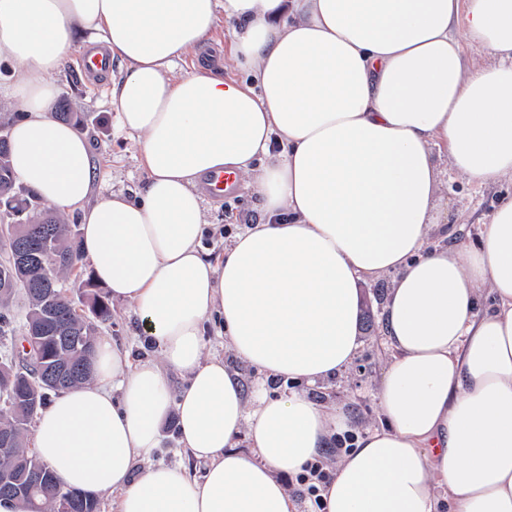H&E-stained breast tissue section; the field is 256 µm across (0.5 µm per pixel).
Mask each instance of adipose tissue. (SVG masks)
<instances>
[{"label":"adipose tissue","instance_id":"obj_1","mask_svg":"<svg viewBox=\"0 0 512 512\" xmlns=\"http://www.w3.org/2000/svg\"><path fill=\"white\" fill-rule=\"evenodd\" d=\"M222 19L243 79L173 77ZM92 47L123 65L111 103L147 173L132 195H98L87 135L52 116L51 74ZM0 51L18 180L79 215L94 278L160 353L97 340L89 379L38 413L35 453L66 488L113 512H297L284 476L353 432L324 512H512V198L474 243L433 239L441 160L512 182V0H0ZM219 171L250 175L266 219L214 258L200 186ZM389 273L383 425L360 435L307 389L350 367L360 284ZM214 322L288 389L244 393L205 352ZM170 421L201 478L135 472Z\"/></svg>","mask_w":512,"mask_h":512}]
</instances>
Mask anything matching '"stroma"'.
<instances>
[{
    "mask_svg": "<svg viewBox=\"0 0 512 512\" xmlns=\"http://www.w3.org/2000/svg\"><path fill=\"white\" fill-rule=\"evenodd\" d=\"M229 27L218 24L212 36L201 46L186 54L175 68L176 75L189 71L197 58L219 56L223 74L237 76L238 70L229 54ZM81 52L67 56L51 77L61 87L56 101L64 112H79L85 118V129L92 144L96 190L106 194L112 191L139 189L146 183V172L141 165L137 138L120 133L111 106V85L102 77L91 76L79 66ZM443 181L448 189L441 196L436 221L454 227V238L471 242L477 237L478 226L501 199L512 196V185L479 186L468 183L451 169H444ZM205 227L202 246L207 253L222 254L228 234L236 228L258 223L263 212L256 198L245 185L223 197H209L205 202ZM393 283L386 274L369 280L361 287L359 331L362 347L354 363L336 378L309 387L315 399L329 406H340L348 411L359 428L377 427L382 423L377 391L391 351L381 331L385 297ZM99 336L113 343L132 348L139 356H156L154 346L146 343L143 327L131 306L117 303L112 307L111 326L99 329ZM165 463L184 466L191 476L201 477L203 465L197 464L177 443L174 423L162 430V446L146 457L137 458L135 472L150 465Z\"/></svg>",
    "mask_w": 512,
    "mask_h": 512,
    "instance_id": "1",
    "label": "stroma"
}]
</instances>
